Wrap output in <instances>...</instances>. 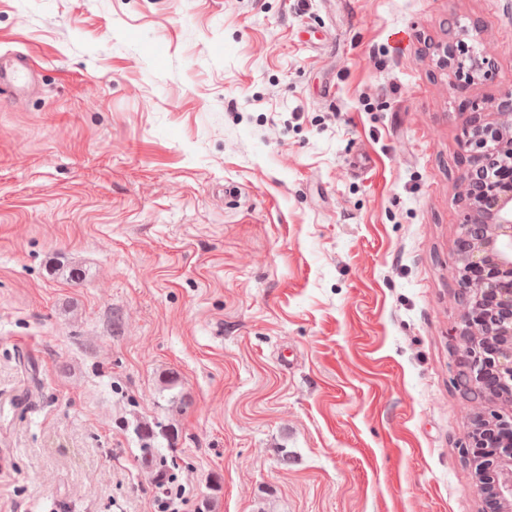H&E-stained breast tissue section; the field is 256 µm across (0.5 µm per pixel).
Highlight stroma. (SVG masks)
<instances>
[{
	"label": "stroma",
	"mask_w": 512,
	"mask_h": 512,
	"mask_svg": "<svg viewBox=\"0 0 512 512\" xmlns=\"http://www.w3.org/2000/svg\"><path fill=\"white\" fill-rule=\"evenodd\" d=\"M512 0H0V512H486L438 46ZM179 379L168 407L165 374ZM0 55V85L14 90L29 89L33 84V70L29 58L23 53H12L2 64ZM134 432L139 442L140 463L151 472L153 482L157 473L164 475L166 480L169 478L172 480L174 477L170 473L171 466L168 465V460L159 447L160 437L170 438L169 429L158 423L151 425L148 422L137 420L134 425ZM170 479L169 482L174 483ZM170 483H168L169 487H171ZM186 490L178 486L174 491L172 488H165L159 496H156L157 512H181L186 501Z\"/></svg>",
	"instance_id": "obj_1"
}]
</instances>
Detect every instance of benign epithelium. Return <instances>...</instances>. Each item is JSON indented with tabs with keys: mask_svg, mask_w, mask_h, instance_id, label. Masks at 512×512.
<instances>
[{
	"mask_svg": "<svg viewBox=\"0 0 512 512\" xmlns=\"http://www.w3.org/2000/svg\"><path fill=\"white\" fill-rule=\"evenodd\" d=\"M458 41L439 49L438 63L451 67L449 90L464 89L493 75L494 62L479 42V32L464 25ZM468 111L461 150L467 175L461 183L464 222L456 240L453 270L463 311L455 330L460 366L456 384L473 404L467 438L472 448L482 438L501 434L502 446L474 455L477 477L491 479L500 512H512V87ZM479 173L483 187L473 191Z\"/></svg>",
	"mask_w": 512,
	"mask_h": 512,
	"instance_id": "1",
	"label": "benign epithelium"
}]
</instances>
